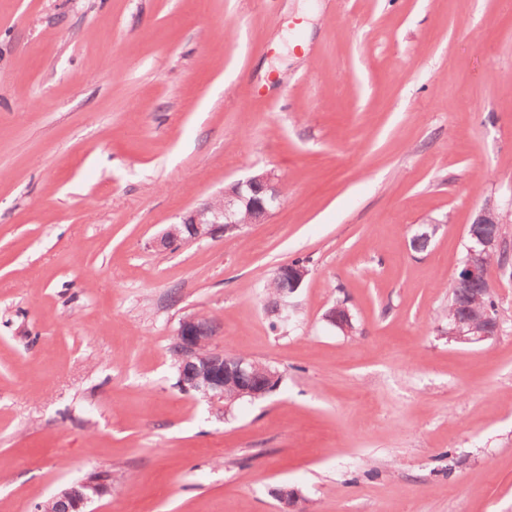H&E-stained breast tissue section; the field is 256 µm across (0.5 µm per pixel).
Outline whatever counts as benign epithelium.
Returning a JSON list of instances; mask_svg holds the SVG:
<instances>
[{
    "mask_svg": "<svg viewBox=\"0 0 512 512\" xmlns=\"http://www.w3.org/2000/svg\"><path fill=\"white\" fill-rule=\"evenodd\" d=\"M280 198L276 175L270 170H257L244 180L231 182L218 194L180 217L169 225L155 246L164 249L179 247L192 241L224 236L242 224H255L268 216ZM494 207L486 204L468 227L466 256L458 267L456 294L452 317L448 322V340L464 344H476L499 335L500 321L492 311L481 305L480 297L486 292L489 260L496 254L512 248L508 240L492 224ZM278 273L288 278L290 287H302L308 271L291 263L279 266ZM325 320L345 334L354 330L353 316L343 305L328 310ZM173 347L192 367L184 390L201 394L212 404L226 403L228 390L236 398L261 399L271 393V387L279 378L277 369L237 357L224 355L207 337V321L201 315L184 318L176 332ZM112 492V473L98 470L86 479L57 493L54 500L61 512H89L92 502Z\"/></svg>",
    "mask_w": 512,
    "mask_h": 512,
    "instance_id": "benign-epithelium-1",
    "label": "benign epithelium"
}]
</instances>
